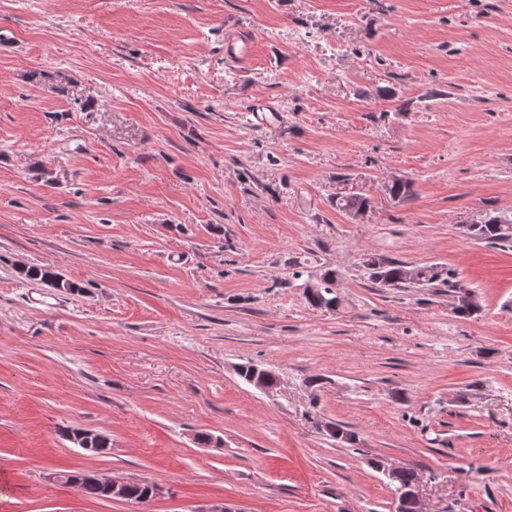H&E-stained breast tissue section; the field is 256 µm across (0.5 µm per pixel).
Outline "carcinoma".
Listing matches in <instances>:
<instances>
[{
	"instance_id": "cac0c4a2",
	"label": "carcinoma",
	"mask_w": 512,
	"mask_h": 512,
	"mask_svg": "<svg viewBox=\"0 0 512 512\" xmlns=\"http://www.w3.org/2000/svg\"><path fill=\"white\" fill-rule=\"evenodd\" d=\"M461 234L467 239L483 241L512 250V217L488 214L479 224L462 225ZM364 264H366L365 275H367L368 281L382 288H413L417 285L422 288H432L442 285L448 287L450 295L458 297L463 294L472 295L471 289L459 278L458 273L446 266L432 264L417 267L420 282L415 285L404 279L405 264L401 261L367 255ZM17 272L27 279L39 280L51 288L62 287L70 293L80 291L79 284L43 267L20 266L17 268ZM335 285L336 271H325L320 289L321 298L310 296L308 297L309 303L314 307L319 306L322 299L328 303H340V299L334 295ZM326 433L338 443L356 444L355 433L341 424L326 425ZM418 478L417 469L406 465L396 470L391 481L395 484L396 489L407 491L417 485Z\"/></svg>"
}]
</instances>
